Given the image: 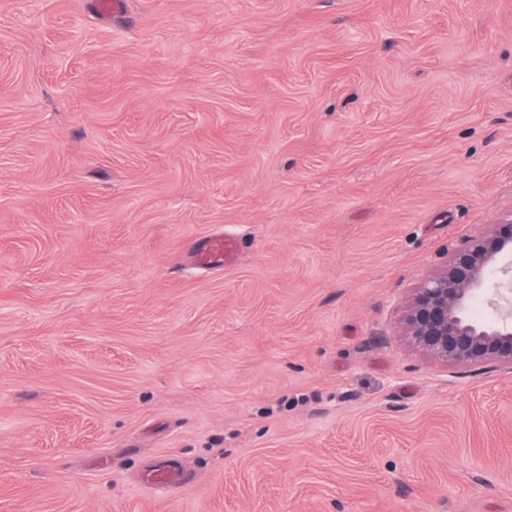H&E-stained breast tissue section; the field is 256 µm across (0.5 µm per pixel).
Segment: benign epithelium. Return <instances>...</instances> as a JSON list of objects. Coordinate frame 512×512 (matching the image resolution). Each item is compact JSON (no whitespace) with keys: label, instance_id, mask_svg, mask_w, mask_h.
Listing matches in <instances>:
<instances>
[{"label":"benign epithelium","instance_id":"1","mask_svg":"<svg viewBox=\"0 0 512 512\" xmlns=\"http://www.w3.org/2000/svg\"><path fill=\"white\" fill-rule=\"evenodd\" d=\"M478 296L496 310L495 321L470 315ZM403 329L413 347L447 365L512 367V213L464 239L415 289Z\"/></svg>","mask_w":512,"mask_h":512}]
</instances>
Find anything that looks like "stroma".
Here are the masks:
<instances>
[{
    "instance_id": "1",
    "label": "stroma",
    "mask_w": 512,
    "mask_h": 512,
    "mask_svg": "<svg viewBox=\"0 0 512 512\" xmlns=\"http://www.w3.org/2000/svg\"><path fill=\"white\" fill-rule=\"evenodd\" d=\"M511 212L512 0H0V512H512L400 323ZM235 250V242L224 237L211 238L198 252V260L207 265L222 266Z\"/></svg>"
}]
</instances>
